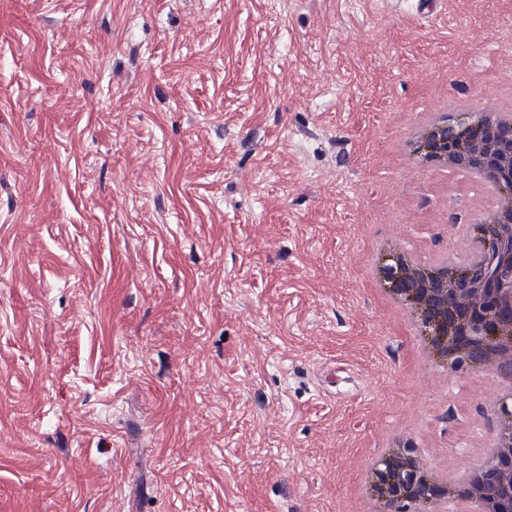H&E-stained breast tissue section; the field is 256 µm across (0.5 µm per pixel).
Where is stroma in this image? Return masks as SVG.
I'll use <instances>...</instances> for the list:
<instances>
[{
	"label": "stroma",
	"instance_id": "35a3bbf8",
	"mask_svg": "<svg viewBox=\"0 0 512 512\" xmlns=\"http://www.w3.org/2000/svg\"><path fill=\"white\" fill-rule=\"evenodd\" d=\"M0 0V512H372L463 474L493 379L419 368L367 276L485 185L403 162L500 99L505 0ZM469 103L463 99H455V100H444L442 101L434 110L427 113L422 119L417 122L412 123L411 131L405 144H403V148L407 147L409 143H415L418 140L419 136L415 137V133L419 129H430V128H443L446 127L445 115L446 112L449 111H468ZM371 489L380 504L390 506L388 512H401L400 499L424 492L426 476L417 470L407 448L399 445L375 469Z\"/></svg>",
	"mask_w": 512,
	"mask_h": 512
}]
</instances>
